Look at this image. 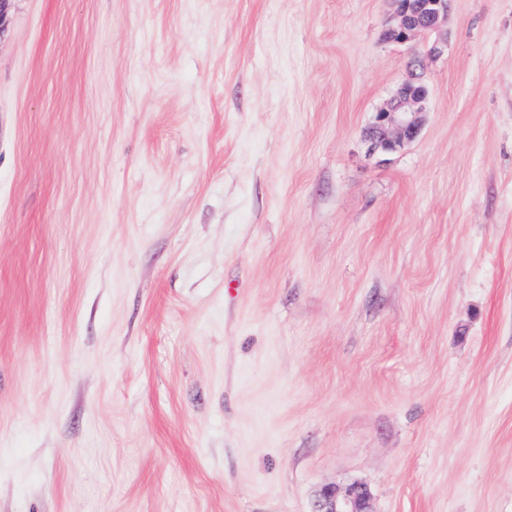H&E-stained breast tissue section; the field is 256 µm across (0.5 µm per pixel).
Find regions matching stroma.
I'll use <instances>...</instances> for the list:
<instances>
[{
    "label": "stroma",
    "mask_w": 512,
    "mask_h": 512,
    "mask_svg": "<svg viewBox=\"0 0 512 512\" xmlns=\"http://www.w3.org/2000/svg\"><path fill=\"white\" fill-rule=\"evenodd\" d=\"M11 0L0 512H512V0ZM450 0H394L389 36L399 43L434 36L423 54L415 55L409 76L399 85L387 105L377 112L366 135L370 153L389 154L412 142L420 134L429 90L420 71L422 58H436L443 53L448 35V2ZM446 35V39H445ZM446 43V44H445ZM314 512H373L370 495L364 487L355 484L344 491L325 488Z\"/></svg>",
    "instance_id": "1"
}]
</instances>
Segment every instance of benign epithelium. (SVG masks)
<instances>
[{"label": "benign epithelium", "mask_w": 512, "mask_h": 512, "mask_svg": "<svg viewBox=\"0 0 512 512\" xmlns=\"http://www.w3.org/2000/svg\"><path fill=\"white\" fill-rule=\"evenodd\" d=\"M397 7L392 15L389 36L408 43L435 37L424 54L415 55L409 76L399 85L387 105L377 112L374 124L366 135L368 149L373 154H389L412 142L420 134L429 90L420 71L424 59L436 58L445 48L448 34L449 0H394ZM314 512H372L370 495L355 484L344 491L324 489Z\"/></svg>", "instance_id": "1"}]
</instances>
